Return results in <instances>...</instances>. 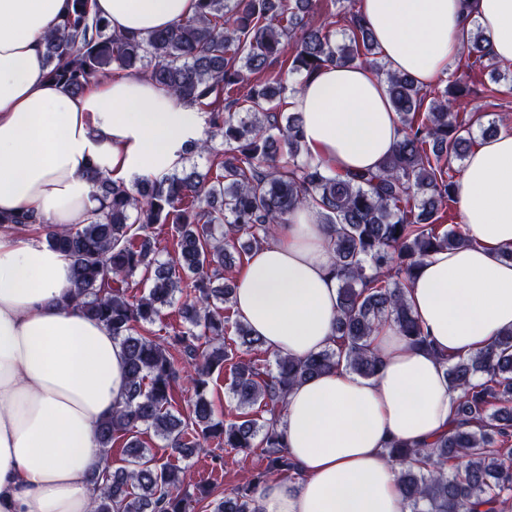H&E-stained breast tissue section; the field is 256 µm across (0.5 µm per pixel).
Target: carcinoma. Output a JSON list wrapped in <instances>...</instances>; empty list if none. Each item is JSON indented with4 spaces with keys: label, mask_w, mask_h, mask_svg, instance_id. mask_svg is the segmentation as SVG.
<instances>
[{
    "label": "carcinoma",
    "mask_w": 512,
    "mask_h": 512,
    "mask_svg": "<svg viewBox=\"0 0 512 512\" xmlns=\"http://www.w3.org/2000/svg\"><path fill=\"white\" fill-rule=\"evenodd\" d=\"M314 0H198L196 13L144 37L112 32L91 13L89 0H69L63 19L45 38L50 79L74 94L114 70L141 71L178 101L207 116V137L188 152L210 158L205 172L182 165L160 178L127 187L92 177L100 202L96 220L60 229L33 212L0 218V227L36 225L46 243L72 258L68 298L104 323L126 353V401L102 420L98 447L109 453L125 439L126 465L108 471L92 512H194L210 497L184 490L182 471L163 461L139 437L145 427L187 455L204 442L218 448H260L267 469L209 503V512H257L253 489L272 474L296 478L277 418L295 385L341 364L370 378L378 373L371 337L394 326L413 345L426 336L413 316L405 289L421 260L436 249H456L468 239L453 225L440 230L455 202L449 157L462 160L475 143L472 129L497 132L482 116L458 118L464 88L449 81L428 92L407 74L386 73V91L402 138L376 172L333 174L307 154L301 117L281 112L286 88L275 76L238 95L250 75L284 59L305 76L329 64L379 66L373 37L361 23L355 0L345 7L348 39L307 18ZM475 27L466 48L470 67L499 73ZM221 139L224 149L213 141ZM321 209L339 279L336 348L304 359L275 356L269 369L234 360L225 341L251 351L264 342L239 320L231 321L234 284L224 279L234 255L273 238L304 205ZM173 231L174 253L160 258L157 225ZM181 324L169 340L152 326L176 295ZM191 377L193 396L174 414L178 365ZM229 365V389L238 414L231 421L207 397L210 377ZM457 393L456 420L448 434L414 447L390 443L391 462L401 465L399 483L409 512H505L512 502V331L483 351L446 367Z\"/></svg>",
    "instance_id": "1"
}]
</instances>
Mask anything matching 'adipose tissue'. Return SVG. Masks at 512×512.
Masks as SVG:
<instances>
[{
  "instance_id": "obj_1",
  "label": "adipose tissue",
  "mask_w": 512,
  "mask_h": 512,
  "mask_svg": "<svg viewBox=\"0 0 512 512\" xmlns=\"http://www.w3.org/2000/svg\"><path fill=\"white\" fill-rule=\"evenodd\" d=\"M68 0H0V213L33 210L61 227L90 223L99 202L89 169L125 184L169 173L186 141L204 137L197 107L127 71L78 95L51 80L44 37ZM112 32L142 36L191 17L197 0H93ZM363 24L386 68L424 87L447 76L473 25L512 63V0H362ZM289 108L304 143L332 171L375 172L401 138L384 79L367 65L303 78ZM454 196L468 246L429 253L406 290L428 336L411 344L383 326L381 369L340 367L290 390L279 417L295 479L258 485V512H402L398 467L384 450L447 434L455 395L444 361L467 358L512 330V131L467 156ZM70 256L0 228V512H91L93 476L108 465L98 422L126 399V354L103 323L67 298ZM233 309L274 353L334 348L338 279L320 210H298L248 255Z\"/></svg>"
}]
</instances>
